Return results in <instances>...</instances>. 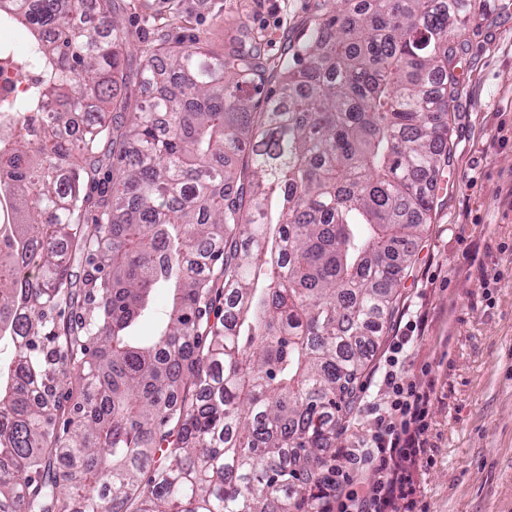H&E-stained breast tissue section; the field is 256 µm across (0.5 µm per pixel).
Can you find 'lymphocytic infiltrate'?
I'll list each match as a JSON object with an SVG mask.
<instances>
[{
    "label": "lymphocytic infiltrate",
    "mask_w": 512,
    "mask_h": 512,
    "mask_svg": "<svg viewBox=\"0 0 512 512\" xmlns=\"http://www.w3.org/2000/svg\"><path fill=\"white\" fill-rule=\"evenodd\" d=\"M383 383L387 401L375 412L370 448L355 460L360 470L371 469L376 480L366 483L357 474L335 468L310 489L324 512H394L397 501L416 507L417 475L423 462V435L428 428L429 394L416 384L400 383L387 371Z\"/></svg>",
    "instance_id": "f902f5d3"
}]
</instances>
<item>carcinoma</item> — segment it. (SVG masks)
<instances>
[{"label": "carcinoma", "instance_id": "1", "mask_svg": "<svg viewBox=\"0 0 512 512\" xmlns=\"http://www.w3.org/2000/svg\"><path fill=\"white\" fill-rule=\"evenodd\" d=\"M110 2L0 0L41 74L0 142V512H321L302 491L434 209L470 0H324L277 64L163 40L128 126ZM155 309L143 321L139 324L136 329V335L138 336H149L155 329L157 320L161 316L162 312H165L170 304V293L166 289H158L155 293Z\"/></svg>", "mask_w": 512, "mask_h": 512}]
</instances>
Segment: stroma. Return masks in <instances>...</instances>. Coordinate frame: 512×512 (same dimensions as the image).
<instances>
[{
	"label": "stroma",
	"instance_id": "35a3bbf8",
	"mask_svg": "<svg viewBox=\"0 0 512 512\" xmlns=\"http://www.w3.org/2000/svg\"><path fill=\"white\" fill-rule=\"evenodd\" d=\"M321 0H115L127 36L122 91L140 99V71L162 40L213 51L248 30L273 60L306 30ZM449 112L448 167L404 275L400 304L357 387L338 448L371 438L369 409L394 367L430 388L429 465L421 512H512V0H472L461 31ZM409 342L390 363L397 337Z\"/></svg>",
	"mask_w": 512,
	"mask_h": 512
}]
</instances>
